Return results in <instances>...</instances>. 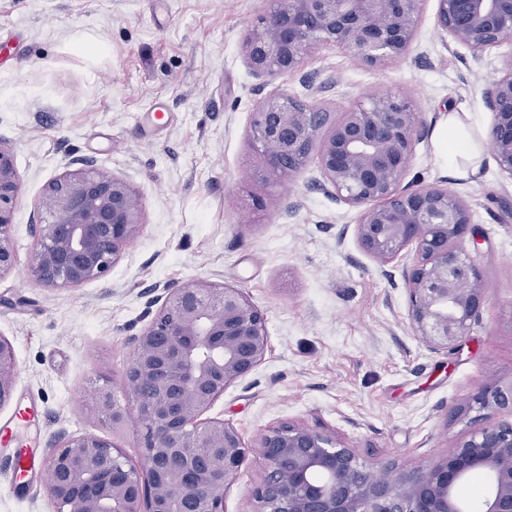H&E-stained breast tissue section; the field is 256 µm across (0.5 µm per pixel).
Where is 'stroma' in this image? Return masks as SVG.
Returning <instances> with one entry per match:
<instances>
[{
	"label": "stroma",
	"mask_w": 512,
	"mask_h": 512,
	"mask_svg": "<svg viewBox=\"0 0 512 512\" xmlns=\"http://www.w3.org/2000/svg\"><path fill=\"white\" fill-rule=\"evenodd\" d=\"M266 0H0V141L19 177L12 241L0 274V336L17 375L0 429L36 412L38 460L18 476L0 443V512H55L46 454L79 433L112 437L140 464V424L99 421L86 396L111 389L127 404L131 339L147 324L145 293L207 277L241 288L266 314L268 351L225 390L210 417L232 424L246 460L224 512H256L264 462L257 443L284 422L336 434L374 475L445 456L482 422L467 406L482 387L512 381V178L491 144L474 174L435 148L448 111L481 129L483 93L512 45L474 60L425 0L410 54L368 68L320 46L291 75L258 78L241 53ZM101 44L100 52L83 43ZM310 94L339 113L378 92L410 97L425 127L407 183L437 184L463 200L483 237L485 302L461 347L431 350L408 318L412 252L381 262L361 248L358 209L338 202L316 160L277 184L264 179L252 113L270 93ZM75 159L125 178L144 201L143 224L106 281L59 289L32 281L29 222L46 185Z\"/></svg>",
	"instance_id": "1"
}]
</instances>
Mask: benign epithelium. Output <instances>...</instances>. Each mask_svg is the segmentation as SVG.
Returning a JSON list of instances; mask_svg holds the SVG:
<instances>
[{
  "label": "benign epithelium",
  "mask_w": 512,
  "mask_h": 512,
  "mask_svg": "<svg viewBox=\"0 0 512 512\" xmlns=\"http://www.w3.org/2000/svg\"><path fill=\"white\" fill-rule=\"evenodd\" d=\"M425 0H268L242 51L258 78L290 75L324 44L370 68L406 57ZM437 25L474 59L512 42V0H437ZM488 138L512 178V66L484 92ZM423 124L411 99L371 95L332 117L319 101L286 91L253 113L252 139L270 182L289 178L311 156L336 200L360 209L362 249L383 262L413 251L405 273L410 324L433 350L453 351L479 319L485 286L461 246L479 243L468 206L439 185H402ZM19 178L0 141V274L16 255L10 237ZM143 196L127 180L82 161L47 186L31 225L37 247L29 275L41 285L77 288L105 279L142 226ZM151 319L132 337L126 368L131 407L112 391L92 393L95 416L116 429L135 410L141 465L94 433L49 450L44 489L56 512H224V496L245 459L238 431L203 415L249 376L267 351L266 316L239 288L194 278L149 301ZM17 360L0 336V407L12 395ZM468 409L484 425L446 457L376 481L336 434L282 423L259 439L264 475L251 490L257 512H465L457 492L489 475L481 512H512V382L478 391Z\"/></svg>",
  "instance_id": "obj_1"
}]
</instances>
